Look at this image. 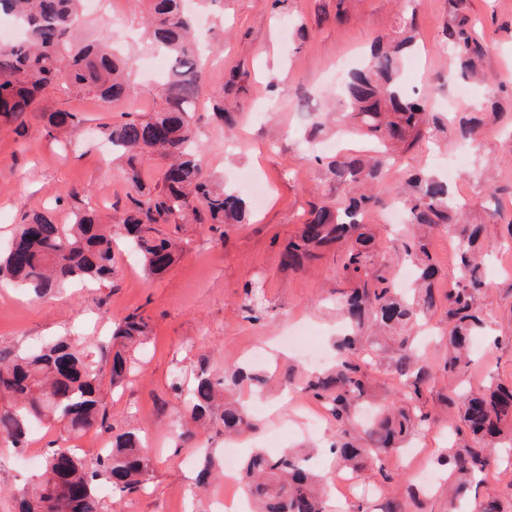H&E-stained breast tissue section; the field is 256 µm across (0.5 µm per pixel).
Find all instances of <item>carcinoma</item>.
<instances>
[{"label": "carcinoma", "instance_id": "1", "mask_svg": "<svg viewBox=\"0 0 512 512\" xmlns=\"http://www.w3.org/2000/svg\"><path fill=\"white\" fill-rule=\"evenodd\" d=\"M149 2L146 34L169 57L170 72L158 92L156 110L100 127L101 137L125 161L129 191L117 222L105 224L95 211L79 206L72 224L57 223L49 211L25 213L11 245L0 250V281L41 298L70 281L107 280L114 273L118 245L138 254L145 274L152 278L175 261L173 244L162 227L195 223L218 231L226 224L245 222L246 200L206 173L191 123L202 85L196 17L185 0ZM403 2L397 27L376 40L367 64L350 72L338 91L336 125L359 133L369 151L328 164L340 201L334 206L313 205L279 254L280 266L290 270L319 259L326 249L337 248L343 254L336 310L347 333L337 344L333 369L308 379L303 391L322 403L336 421V441L329 448L336 465L356 474L372 464L383 485L393 481L385 466L388 457L408 446L418 426L436 418L419 406L392 403L361 433H351L358 409L374 399L365 372L368 346L378 336L397 341L390 366L402 382V399L419 401L435 385L438 374L452 379L466 371L469 338L486 328L477 308L485 287L478 262L483 227L464 223L447 182L420 173L396 189L409 224L402 249L418 273V288L411 298L393 288L394 273L376 261L375 234L364 222L381 201L386 188L383 171L395 156L425 138L451 133L465 140L480 129L476 115L431 112L405 90L401 63L416 51L418 23L412 0ZM450 4L441 48L452 56L456 80H480L486 46L471 24L467 0H450ZM80 6L81 0H0V14L13 17L24 31L21 39L0 44V123L13 124L20 133L26 117L34 115L43 122L45 135L55 139L65 128H79L84 117L71 110H41L40 95L47 88L62 82L77 96L93 95L105 103L131 94L129 67L113 48L111 31L103 30L92 43L75 40ZM151 154L166 161L154 185L146 183L141 169L142 159ZM441 227L457 234L464 279L439 297L433 288L437 270L427 238ZM439 303L447 308L448 355L437 371L414 350L408 333ZM149 331L147 317L127 314L98 346L97 360L89 359L85 349L68 337L0 352L1 444L25 448L39 425L55 421L75 436L99 429L109 435L110 443L91 466L75 448L47 449L41 470L23 488L19 512H100L101 482L120 495L140 489L149 458L136 433L114 432L107 398L133 368L128 349L146 340ZM243 382L260 388L265 379L243 366L222 376L201 371L189 393L192 420L207 416L226 434L255 430L243 406L226 396L230 387ZM448 405L458 406L459 422L448 423L450 446L437 464L449 469L448 506L456 512L477 476L490 466L492 449L512 448V383H490L457 400L448 398ZM310 458L311 453L300 448L285 449L277 456L254 449L241 477L256 512H328L320 492L321 475L308 465ZM215 466L211 453L199 458L200 488L206 487ZM409 503L424 512L411 485L403 494L388 498L383 512H407Z\"/></svg>", "mask_w": 512, "mask_h": 512}]
</instances>
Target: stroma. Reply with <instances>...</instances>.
I'll list each match as a JSON object with an SVG mask.
<instances>
[{"instance_id":"obj_1","label":"stroma","mask_w":512,"mask_h":512,"mask_svg":"<svg viewBox=\"0 0 512 512\" xmlns=\"http://www.w3.org/2000/svg\"><path fill=\"white\" fill-rule=\"evenodd\" d=\"M399 0H288L276 10L272 0H218L201 15L206 25L222 22L224 33L210 42L218 66L204 71L205 96L193 113L208 172L236 184L240 173L251 171L267 185L264 200L247 196V223L227 227L216 240L201 224L167 227L166 233L183 256L165 274L146 278L138 264H128L123 250L115 252L110 281L95 286L63 287L37 299L28 291L0 283V351L23 350L60 336L85 340L91 358H99L98 337L113 322L139 311L149 316L153 334L130 348L135 372L108 396V415L114 427L139 433L150 458L144 489L116 499L101 486L102 512H211L212 498L242 496V485L214 481L194 492L196 469L186 466L199 449L223 458L227 446L247 457L258 444L280 433L279 448L304 443L325 446L336 424L325 407L310 397L290 402L283 386L287 375L304 376L306 368L295 353L277 356L274 347L287 327L298 321L313 325L325 349L336 339L335 294L340 253L331 251L301 270L279 264L282 245L301 224L311 203L336 198V183L327 173L337 152L362 148V141L345 132L329 131L316 142L307 134L318 110L336 108V71L360 64L369 45L394 29ZM419 18V50L423 67L407 82L433 106L456 102V86L448 78V59L439 41L448 21L449 0H414ZM144 0H101L87 15L81 37L92 39L103 29L108 11L123 13L124 26L115 30L128 53L135 84L133 94L105 103L92 96H75L65 87L47 89L46 110L66 108L83 113L85 123L75 134L52 140L40 120L29 118L23 134L0 128V248L5 247L24 212L51 207L59 223L74 220L70 190L80 192V204L113 214L124 205L128 186L120 161L109 158L100 138V125L117 121L122 113L153 111L159 77L143 73L151 53L137 38ZM469 15L488 48L487 78L472 84L470 102L500 101L501 120L483 126L465 156L455 141L443 149L448 159H462L451 188L465 203L467 222L486 226L488 257L482 267L488 283L477 304L488 319L489 331L473 336L475 360L464 381L478 387L490 380L512 382V0H469ZM238 76L243 93L229 94L224 107L233 114L232 132L214 122L209 91L222 90ZM498 216H491V208ZM458 238L445 230L428 240L437 265L439 288L460 281ZM264 291L263 319L251 320L243 307L244 289ZM263 351L266 383L256 391L240 386L229 396L245 406L257 425L255 433L228 443L222 427L208 428L197 439L182 442L175 433L183 420L170 385L190 386L196 373L240 364L247 349ZM71 439L62 425H47L35 433L29 452ZM74 440V439H71ZM107 436L90 431L75 439L87 461ZM24 454L0 446V512H16L15 498L33 470Z\"/></svg>"}]
</instances>
